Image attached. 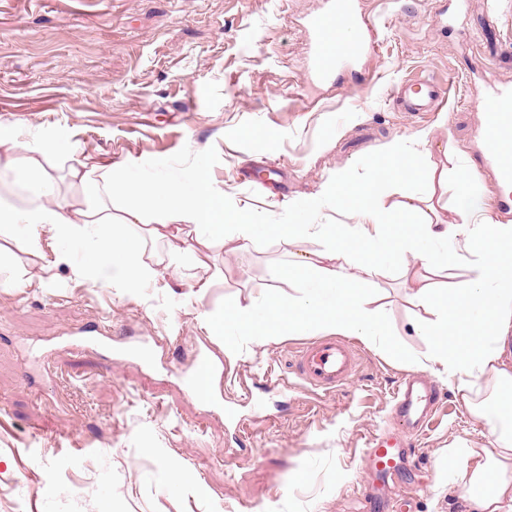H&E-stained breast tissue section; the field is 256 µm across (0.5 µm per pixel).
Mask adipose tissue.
<instances>
[{
  "label": "adipose tissue",
  "instance_id": "adipose-tissue-1",
  "mask_svg": "<svg viewBox=\"0 0 512 512\" xmlns=\"http://www.w3.org/2000/svg\"><path fill=\"white\" fill-rule=\"evenodd\" d=\"M416 173L413 154L399 149L373 164L364 181L336 184V203L369 213L375 221L370 229L258 223L243 213L230 225L224 195L212 187L204 163L180 180H134L124 166L85 155L72 133H11L0 135V238L36 257L42 233H51L81 250L78 270L85 278L131 290L160 276L148 252L156 243L164 246L169 266L188 258L200 269L229 241L246 249L267 239L289 244L305 235L320 238V250L270 268L271 279L291 283L294 296L236 301L222 318L202 314L200 327L212 336L228 331L260 340L345 336L420 370L442 368L462 394L480 380L492 381L489 403L472 410L493 438L483 448H450L448 469L467 480L465 512H512V365L503 359L512 342V224L481 220L483 198L473 187L457 193L456 219L449 223H413L410 204L391 213L383 203L388 185ZM406 254L415 267L409 325L429 343L420 355L391 349L372 288L373 277ZM451 265L465 272L455 287L431 281L432 273Z\"/></svg>",
  "mask_w": 512,
  "mask_h": 512
}]
</instances>
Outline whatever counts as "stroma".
I'll use <instances>...</instances> for the list:
<instances>
[{
    "label": "stroma",
    "mask_w": 512,
    "mask_h": 512,
    "mask_svg": "<svg viewBox=\"0 0 512 512\" xmlns=\"http://www.w3.org/2000/svg\"><path fill=\"white\" fill-rule=\"evenodd\" d=\"M322 2L0 0V130L71 129L86 154L134 178L179 180L202 159L226 210L277 224L364 223L330 191L396 146L416 153L419 173L387 188L388 208L453 220L454 196L430 180L442 169L492 206L499 189L477 135L490 85L512 81V0H469L461 12L458 0H355L376 48L313 89L307 25ZM441 9L457 11L453 28L436 26ZM413 75L452 83L447 100L398 110L392 96ZM312 198L323 204L305 213ZM320 248L306 236L219 250L223 274L202 296L170 271L133 293L94 285L73 270L80 251L47 234L41 257L15 251L29 275L0 288V512H361L366 444L393 431L389 399L411 366L358 345L353 382L327 397L289 372L305 336L228 339L198 321L233 300L288 298L270 265ZM66 250L72 265L55 264ZM412 263L404 255L375 292L389 344L422 353L408 321ZM202 353L227 372L206 397L188 381ZM272 367L288 371L290 390L260 408L242 400ZM437 383L445 398L412 440L415 470L381 493L418 512H463L447 449L487 446L491 434L446 377ZM173 461L187 477L179 486Z\"/></svg>",
    "instance_id": "35a3bbf8"
}]
</instances>
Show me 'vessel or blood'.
Masks as SVG:
<instances>
[{
	"label": "vessel or blood",
	"mask_w": 512,
	"mask_h": 512,
	"mask_svg": "<svg viewBox=\"0 0 512 512\" xmlns=\"http://www.w3.org/2000/svg\"><path fill=\"white\" fill-rule=\"evenodd\" d=\"M323 12L308 23L312 51V73L317 80L328 79L339 66L358 60L371 45L359 39L345 45L331 43L326 28L331 21L342 18L359 28L369 23L358 12L352 0H325ZM446 88L420 78L404 82L401 99L406 111L420 112L444 101ZM491 110L485 116L480 131L482 147L488 156H495L507 134L512 133V85L495 88L490 97ZM357 357L345 343L335 339L311 342L298 352L293 366L298 378L312 388L329 394L345 385L354 375ZM441 391L434 382L422 377L404 376L392 396L391 415L400 428L399 435L379 437L370 442L367 457L369 475L379 481L401 471L400 460L405 455L403 437L429 426L440 402Z\"/></svg>",
	"instance_id": "1"
}]
</instances>
